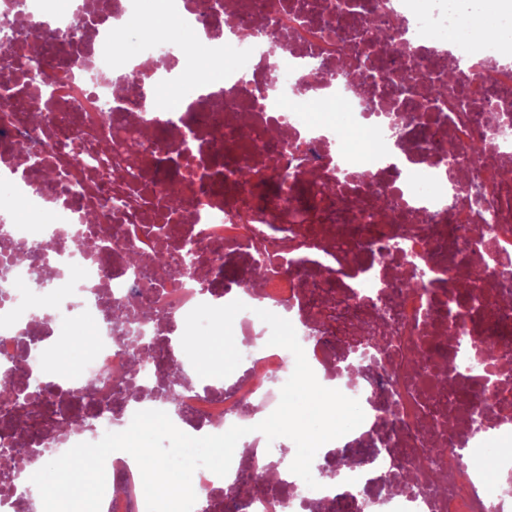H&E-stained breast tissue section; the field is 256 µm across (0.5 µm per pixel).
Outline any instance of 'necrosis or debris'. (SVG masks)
Segmentation results:
<instances>
[{
  "label": "necrosis or debris",
  "instance_id": "4bbe7bcc",
  "mask_svg": "<svg viewBox=\"0 0 512 512\" xmlns=\"http://www.w3.org/2000/svg\"><path fill=\"white\" fill-rule=\"evenodd\" d=\"M161 5L193 51L155 24ZM387 12L401 18L406 50L385 41L363 59L358 20ZM22 18L31 37L60 38L44 56L47 93L20 75L0 80V99L14 103L0 112V382L34 379L45 394L34 408L0 402V445L32 459L0 495V512L39 500L32 473L86 441L85 424L120 427L154 405L169 364L189 362L171 343L187 314L236 299L247 306L233 323L237 372L177 386L179 429H251L246 459L225 477L199 469L195 494L208 512H227L223 489L275 463L252 425L276 409L291 371L261 309L292 319L312 370L358 399L365 419L339 448V483L279 477L245 496L241 512H471L475 500L480 512H512V383L485 389L467 366L490 341L512 369V301H502L512 279L465 275L474 225L512 258V182L499 166L512 160V65L500 60L499 34L455 40L470 15L448 0H25ZM133 21L149 26L162 58L127 50ZM75 29L77 47L67 37ZM272 32L282 41L273 60ZM451 71L456 81L434 97ZM384 73L400 80L393 92ZM410 101L420 117L405 124ZM244 121L252 142L241 150ZM482 134L498 162L474 171L470 147ZM244 168L254 173L247 183ZM356 171L371 189L349 203L331 186ZM379 193L386 224L375 218ZM171 194L181 206L165 233L156 205ZM258 258L268 275L256 291ZM405 258L423 288L393 277ZM467 286L484 296L482 311L462 301ZM345 306L362 319L381 312L388 328L355 384L327 371L349 341L336 318ZM120 311L150 337L155 369L132 365ZM88 323L96 336L73 378L50 377L57 336ZM438 364L449 366L448 383L425 392ZM452 416L462 432L449 431ZM482 417L498 427L481 429ZM479 456L492 457L499 483L484 481ZM409 470L414 489L393 492ZM105 474L101 512H146L143 497L122 489L140 477L135 460L107 459Z\"/></svg>",
  "mask_w": 512,
  "mask_h": 512
}]
</instances>
